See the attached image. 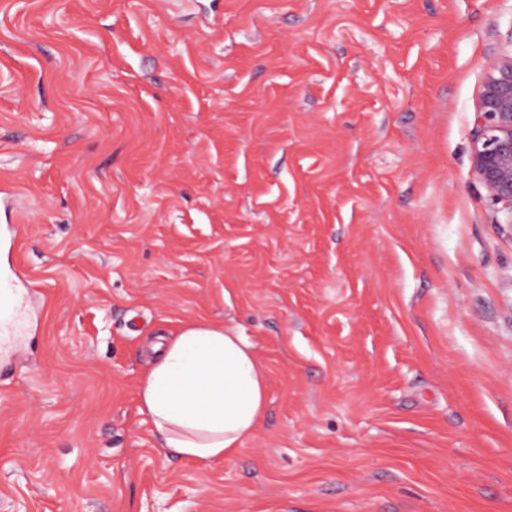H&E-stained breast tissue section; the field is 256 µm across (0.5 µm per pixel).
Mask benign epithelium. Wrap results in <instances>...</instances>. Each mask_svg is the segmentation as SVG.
Segmentation results:
<instances>
[{
	"label": "benign epithelium",
	"instance_id": "obj_1",
	"mask_svg": "<svg viewBox=\"0 0 512 512\" xmlns=\"http://www.w3.org/2000/svg\"><path fill=\"white\" fill-rule=\"evenodd\" d=\"M471 167L512 227V50L489 58L475 119Z\"/></svg>",
	"mask_w": 512,
	"mask_h": 512
}]
</instances>
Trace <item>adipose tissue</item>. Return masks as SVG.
Masks as SVG:
<instances>
[{"label":"adipose tissue","instance_id":"obj_1","mask_svg":"<svg viewBox=\"0 0 512 512\" xmlns=\"http://www.w3.org/2000/svg\"><path fill=\"white\" fill-rule=\"evenodd\" d=\"M138 382V411L180 458L214 463L236 456L268 410L267 371L234 329L197 319L156 343Z\"/></svg>","mask_w":512,"mask_h":512}]
</instances>
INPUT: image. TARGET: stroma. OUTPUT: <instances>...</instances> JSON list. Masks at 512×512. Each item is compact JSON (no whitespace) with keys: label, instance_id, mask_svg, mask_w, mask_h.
I'll return each mask as SVG.
<instances>
[{"label":"stroma","instance_id":"1","mask_svg":"<svg viewBox=\"0 0 512 512\" xmlns=\"http://www.w3.org/2000/svg\"><path fill=\"white\" fill-rule=\"evenodd\" d=\"M0 0L27 334L0 512H512V231L470 162L512 0ZM268 369L234 458L162 448L151 347Z\"/></svg>","mask_w":512,"mask_h":512}]
</instances>
